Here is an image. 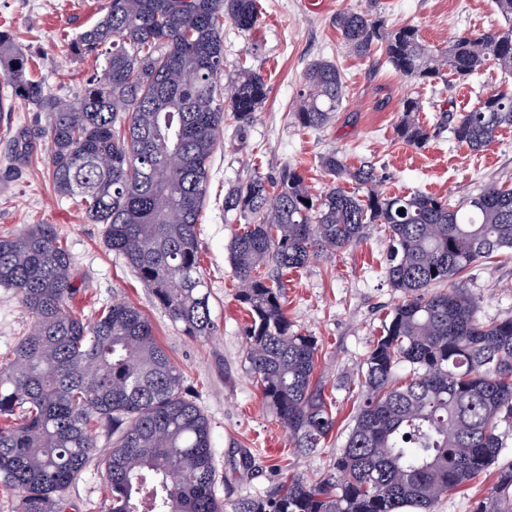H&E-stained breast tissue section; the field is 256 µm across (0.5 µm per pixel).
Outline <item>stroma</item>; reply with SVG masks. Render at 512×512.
Wrapping results in <instances>:
<instances>
[{"mask_svg":"<svg viewBox=\"0 0 512 512\" xmlns=\"http://www.w3.org/2000/svg\"><path fill=\"white\" fill-rule=\"evenodd\" d=\"M107 0H0V30L8 31L29 59L33 75L61 98L80 92L101 66L95 57L70 54L69 43L105 12ZM254 30L224 22V74L241 67L262 74L269 93L249 122L225 115L209 166L208 193L196 226L203 277L210 293L215 329L209 338L185 336L125 260L106 244V227L90 223L53 188L48 113L15 101L0 114V235L27 224H51L67 246L76 289L70 308L86 320L115 302L137 307L154 336L184 376V385L207 417L216 457L215 493L225 505L272 490L285 476L305 480L335 474L334 463L354 424L359 363L380 336L401 295L390 288L384 269L386 231L371 228L365 239L322 253L307 268L290 272L286 311L296 330L317 338L316 374L335 405V427L321 448L297 453L285 428L264 405L246 371L244 327L249 316L237 300L240 283L227 245L243 214L224 208L229 191L259 174L278 180L286 167L303 175L311 194L332 185L321 156L337 154L351 169L374 165L382 190L390 195L423 192L458 204L492 183L512 184V127L499 130L481 151L459 145L444 123L468 111L505 83L494 66L466 81L453 76L425 83L398 76L380 51L352 53L332 24L337 12L358 8L380 16L386 27L415 26L436 48L455 37L504 28L494 0H257ZM329 60L345 85L339 112L324 128L297 125L293 106L310 64ZM420 101L419 122L432 139L417 148L397 138L402 102ZM479 301L483 320L512 317V251L473 263L463 279ZM30 317L18 293L0 288V360L24 338ZM254 457L243 469V454ZM496 481L488 469L465 487L443 495L433 512H474ZM64 512H108V492L97 462L61 493Z\"/></svg>","mask_w":512,"mask_h":512,"instance_id":"obj_1","label":"stroma"}]
</instances>
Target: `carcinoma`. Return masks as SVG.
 <instances>
[{
    "label": "carcinoma",
    "instance_id": "cac0c4a2",
    "mask_svg": "<svg viewBox=\"0 0 512 512\" xmlns=\"http://www.w3.org/2000/svg\"><path fill=\"white\" fill-rule=\"evenodd\" d=\"M507 28L458 36L444 49L411 26L385 28L367 11L336 13L334 25L357 55L376 45L401 77L464 81L494 65L512 76V0H496ZM242 31L258 22L256 0H108L106 12L70 44L103 57L101 72L70 100L30 73L28 58L0 31V77L10 98L50 113L51 167L58 196L106 225V243L185 335L212 333L196 224L209 162L225 113L247 122L266 100L262 75L243 67L224 87V17ZM344 98L336 64L308 68L293 108L303 128L328 125ZM403 100L396 135L425 146L430 131ZM453 138L472 151L512 127V87L479 100L456 121ZM324 172L352 180L317 197L286 168L233 188L226 208L253 222L235 233L229 258L241 283L247 372L293 447L311 453L334 428L332 402L314 380L319 345L292 328L285 288L261 268L303 269L381 224L385 269L403 294L358 374L354 425L336 457V476L288 477L273 491L240 499L232 512H431L441 495L485 472L502 448L499 423L512 419V318L483 322L460 286L471 265L512 249V186H486L458 205L428 194L389 196L375 169L353 171L336 154ZM363 193H358V190ZM404 214H399V209ZM72 260L51 224L0 235V287L31 316L27 335L0 361V485L21 512H63L59 493L95 455L94 429L112 431L99 460L109 512H225L214 491L207 417L136 307L114 303L86 321L67 301ZM448 284V289L438 285ZM474 512H512V465L499 470Z\"/></svg>",
    "mask_w": 512,
    "mask_h": 512
}]
</instances>
